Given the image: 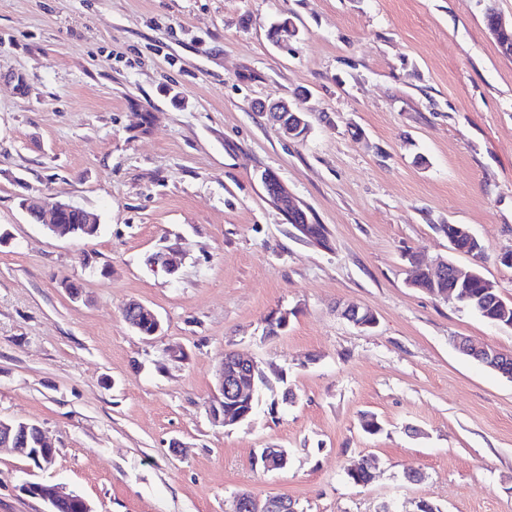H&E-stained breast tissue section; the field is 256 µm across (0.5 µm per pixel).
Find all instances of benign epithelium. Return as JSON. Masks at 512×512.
<instances>
[{"instance_id": "benign-epithelium-1", "label": "benign epithelium", "mask_w": 512, "mask_h": 512, "mask_svg": "<svg viewBox=\"0 0 512 512\" xmlns=\"http://www.w3.org/2000/svg\"><path fill=\"white\" fill-rule=\"evenodd\" d=\"M304 115L301 107L286 103L274 104V110L269 112V118L277 125L280 134L293 140L300 138L299 132L305 125ZM267 180L275 182V203L283 212L290 217L303 213L276 178L269 176ZM74 210L75 206L69 203L56 202L48 208H29L27 213L37 218L39 223L52 228L56 224L66 223V217ZM431 268L441 276L448 272L467 284L474 282V272L466 271L444 257L432 264ZM122 316L129 327L143 336L161 333L162 323L159 316L140 301L127 302L122 308ZM341 316L362 329L372 328L377 322L372 311L354 305L344 307ZM454 345L463 352L479 357L499 374L512 380V354L506 355L492 348L478 346L465 337L455 339ZM263 374L264 370L255 360L242 357L233 351L224 353L216 374V388L222 400L220 407L213 408L214 419L226 428L242 422L250 413L254 394L261 388ZM2 449L25 457L43 468L51 466L55 460L54 451L49 449L47 435H42L38 447L30 448L25 428L0 419V450ZM255 465L265 472L275 471L280 467V454L274 448H266L263 456L256 459ZM21 490L31 498L43 501L47 506L45 512H57L61 503L76 498L75 493L66 492L59 486L37 482H27L21 486ZM235 498L236 512H297L295 503L288 502L287 498L280 495L260 498L242 492L236 494Z\"/></svg>"}]
</instances>
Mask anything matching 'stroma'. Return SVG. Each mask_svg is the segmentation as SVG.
Wrapping results in <instances>:
<instances>
[{
  "label": "stroma",
  "instance_id": "35a3bbf8",
  "mask_svg": "<svg viewBox=\"0 0 512 512\" xmlns=\"http://www.w3.org/2000/svg\"><path fill=\"white\" fill-rule=\"evenodd\" d=\"M489 3L512 20V0H0V418L56 450L47 468L0 454V512H45L26 482L94 512H231L241 491L298 512H512V380L454 345L512 354V329L410 287L404 258L478 266L512 301V59ZM287 18L298 38L273 43ZM304 89L305 138L253 108ZM267 174L329 247L299 236ZM33 197L97 213V236H53ZM441 224L468 226L484 260L450 253ZM165 249L176 273L149 263ZM131 299L160 334L126 324ZM350 303L375 327L344 319ZM231 350L286 381L227 429L210 407ZM280 447L285 469H252ZM370 455L373 480L350 484ZM122 316L124 321L134 331L143 336H153L161 333L162 323L156 312L148 305L131 300L122 308ZM151 326L146 330L145 325ZM20 489L25 495L43 501L47 506L45 512H77L73 502L65 503L58 508L61 503L74 498L80 500L81 512H93L91 505L85 499L76 497L77 495L73 491L66 492L62 487L56 485L26 482Z\"/></svg>",
  "mask_w": 512,
  "mask_h": 512
}]
</instances>
